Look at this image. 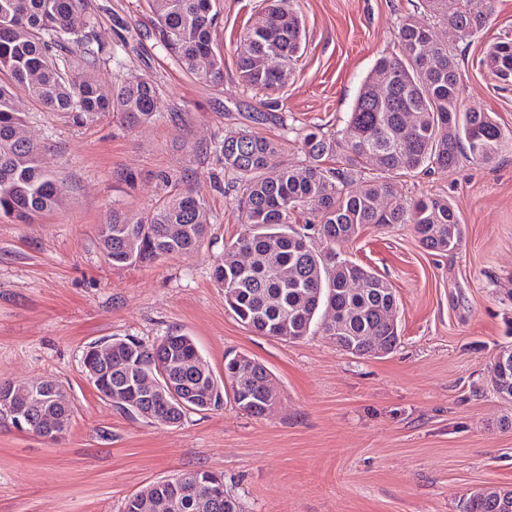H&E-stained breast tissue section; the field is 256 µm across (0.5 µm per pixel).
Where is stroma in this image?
Wrapping results in <instances>:
<instances>
[{
  "instance_id": "35a3bbf8",
  "label": "stroma",
  "mask_w": 512,
  "mask_h": 512,
  "mask_svg": "<svg viewBox=\"0 0 512 512\" xmlns=\"http://www.w3.org/2000/svg\"><path fill=\"white\" fill-rule=\"evenodd\" d=\"M420 0H293L302 55L279 92L275 120L256 125L263 93L239 82L246 28L266 0H217L224 81L205 84L163 47L144 0H87L112 60L110 85H158L168 117L128 129L106 114L81 125L22 98L28 136L64 190L57 212L23 224L0 216V382L61 384L75 406L69 434L49 443L0 427V512H121L125 499L183 471L224 479L241 512H465L470 496L512 490V403L493 390L501 347L512 345V149L484 164L385 173L398 197L447 198L462 223L458 250H424L409 224L365 225L340 257L386 280L399 300L393 353L359 357L322 331L294 343L252 332L224 303L212 272L243 228L242 184L215 145L254 129L279 143L276 163L299 167L302 137L339 132L375 62L400 54L395 36ZM486 25L456 46L462 104L512 130V83L480 63L512 34V0H471ZM123 18L126 29L114 26ZM191 192L210 227L201 248L115 267L98 229L133 220ZM194 336L215 374L245 353L270 372L277 402L254 417L233 403L181 424L135 420L103 400L81 368L95 341Z\"/></svg>"
}]
</instances>
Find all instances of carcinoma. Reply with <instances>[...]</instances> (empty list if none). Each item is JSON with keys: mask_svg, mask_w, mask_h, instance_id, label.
<instances>
[{"mask_svg": "<svg viewBox=\"0 0 512 512\" xmlns=\"http://www.w3.org/2000/svg\"><path fill=\"white\" fill-rule=\"evenodd\" d=\"M425 11L448 26L457 42L480 31L486 17L470 0H422ZM158 21L160 41L176 61L201 83L224 81V53L213 32L216 0H147ZM396 38L403 57H382L363 80L346 126L336 137L315 131L303 136L308 163H274L279 145L258 132L224 138L216 149L224 167L244 182L243 231L224 245L213 270L224 301L253 332L284 342L311 334L316 325L338 348L355 356L374 355L380 340L385 352L399 342L389 310L397 307L391 285L348 259L336 246L357 236L366 224H411L422 247L452 252L462 243L461 222L446 198L406 201L384 181H358L356 169L369 163L382 171L453 168L463 154L494 162L512 145V130L495 116L474 108L461 110L459 62L449 43L437 40L430 26L407 17ZM246 50L238 56L241 83L265 95L282 89L302 46V22L292 0H271L245 31ZM79 58L73 64L64 53ZM107 55L86 15V0H0V214L27 223L62 205V189L40 148L24 129L16 90L52 112L82 124L102 114H117L130 129L162 116L158 86L150 78L102 86L92 70ZM275 56L282 70L262 65ZM483 64L499 80H512V39L490 45ZM410 112L420 120L408 125ZM340 156L344 167L328 169L323 159ZM308 207L319 224L295 228L294 215ZM205 205L190 193L169 198L134 221L112 213L98 230L100 248L116 267L155 261L172 253L191 254L207 234ZM109 380L112 407L133 418L163 417L179 424L195 412L218 411L231 394L238 409L251 416L268 411L272 378L255 359L238 354L215 375L192 336L167 333L152 344L112 339ZM494 364L493 390L512 402V367ZM142 388L132 392L130 378ZM28 391L14 403H28ZM30 404V403H28ZM32 429L46 427L47 408L30 404ZM169 490L153 483L125 499L123 512H165ZM512 491L474 495L468 512H506L500 497ZM213 508L206 492L184 502L181 512H237Z\"/></svg>", "mask_w": 512, "mask_h": 512, "instance_id": "1", "label": "carcinoma"}]
</instances>
